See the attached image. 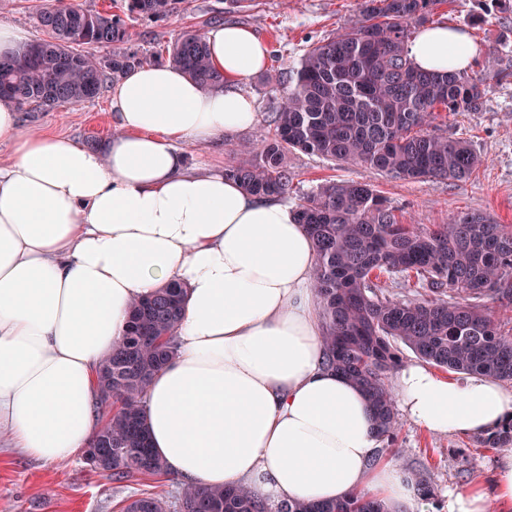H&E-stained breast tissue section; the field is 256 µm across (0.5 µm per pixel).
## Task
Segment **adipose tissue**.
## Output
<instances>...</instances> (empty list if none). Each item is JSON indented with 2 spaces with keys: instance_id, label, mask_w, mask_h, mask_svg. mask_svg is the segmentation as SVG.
Here are the masks:
<instances>
[{
  "instance_id": "1",
  "label": "adipose tissue",
  "mask_w": 512,
  "mask_h": 512,
  "mask_svg": "<svg viewBox=\"0 0 512 512\" xmlns=\"http://www.w3.org/2000/svg\"><path fill=\"white\" fill-rule=\"evenodd\" d=\"M214 67L237 82L265 68L249 29L205 33ZM467 35L422 27L419 69L467 68ZM120 131L93 150L31 135L0 100V436L25 455L64 463L97 427L96 367L128 324L133 300L178 282L186 296L174 358L144 398L151 446L168 474L211 487L250 486L273 506L331 503L362 492L416 506L399 465H370L377 446L365 393L324 365L312 287L314 241L295 204L260 200L223 174L188 169L177 141L242 131L253 98L205 89L153 64L112 87ZM399 406L431 432L481 435L512 419V388L456 379L420 362L394 379ZM512 512V450L491 487L449 491L445 512Z\"/></svg>"
}]
</instances>
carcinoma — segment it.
Segmentation results:
<instances>
[{
    "label": "carcinoma",
    "mask_w": 512,
    "mask_h": 512,
    "mask_svg": "<svg viewBox=\"0 0 512 512\" xmlns=\"http://www.w3.org/2000/svg\"><path fill=\"white\" fill-rule=\"evenodd\" d=\"M438 0H364L360 15L313 45L279 75L271 135L253 158L224 167L258 199L283 197L294 175L286 155L298 150L355 163L402 180L463 182L483 159L460 138L428 127L440 113L476 112L490 85L465 72L416 68L408 56L414 30L432 22ZM179 0H122L121 13L86 10L48 0L36 11L44 37L0 57V98L18 107L54 108L97 98L107 77L166 61L209 88L224 84L203 34L177 33L166 45L138 54L122 48L128 19L163 21ZM109 50L97 57L82 49ZM298 221L316 250L312 281L319 300L325 366L357 384L373 410L378 448L387 454L400 427L388 374L400 363L398 345L434 366L465 375L512 380V336L487 312L484 298L512 299V225L477 213L448 224H405L369 182H328L301 197ZM417 285L409 297L384 292L382 278ZM184 288L169 283L131 304L119 344L98 369L97 390L112 389L115 410L94 432L109 444L114 481L158 477L165 465L148 443L143 399L153 376L175 355ZM512 442V420L482 440L489 448ZM418 496L434 498L428 477L413 474ZM123 512H272L250 488L183 485L177 503L143 492ZM279 512H396L365 493L335 503H295Z\"/></svg>",
    "instance_id": "carcinoma-1"
}]
</instances>
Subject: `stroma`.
Segmentation results:
<instances>
[{
  "label": "stroma",
  "mask_w": 512,
  "mask_h": 512,
  "mask_svg": "<svg viewBox=\"0 0 512 512\" xmlns=\"http://www.w3.org/2000/svg\"><path fill=\"white\" fill-rule=\"evenodd\" d=\"M363 0H254L248 11L235 14L236 24L250 28L270 49L267 68L240 83L255 99L256 123L243 131L208 141L184 140L179 148L189 165L199 171H220L232 162L252 157L253 145L268 137V115L283 93L278 82L315 43L355 19ZM226 0H181L177 13L164 21L128 22V50L145 52L176 33L205 30L206 20L225 10ZM434 22L468 33L478 49L467 73L490 82L491 88L478 111L438 118L431 126L437 134L463 138L483 159L468 181L444 179L405 181L377 175L356 164H334L300 151L289 152L287 163L294 182L288 202L329 181H368L398 210L403 223H448L462 213H480L499 224L512 225V7L486 9L483 0H439ZM507 72L496 80L497 72ZM109 89L95 100L51 109L33 106L20 110L22 126L29 132H51L77 142L103 141L118 130ZM394 447L395 462L403 469H424L435 488L428 512H440L449 491L470 485H490L501 454L487 448L480 437L433 433L401 419ZM140 484L113 483L88 471L81 456L49 465L0 445V512H119L128 498L140 494Z\"/></svg>",
  "instance_id": "obj_1"
}]
</instances>
